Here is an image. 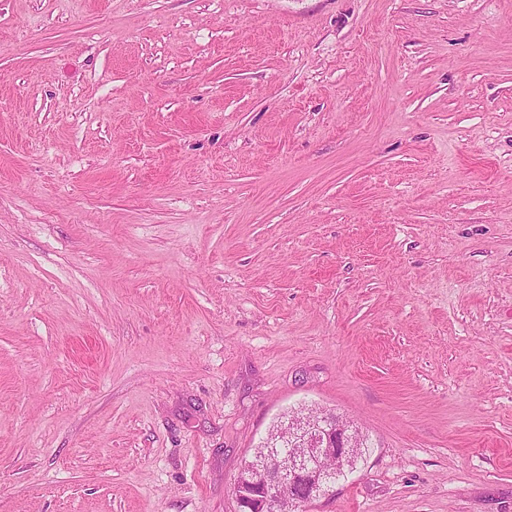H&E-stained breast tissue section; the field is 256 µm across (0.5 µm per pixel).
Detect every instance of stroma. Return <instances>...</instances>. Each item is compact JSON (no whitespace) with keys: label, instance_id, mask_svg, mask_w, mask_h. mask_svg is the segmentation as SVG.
Masks as SVG:
<instances>
[{"label":"stroma","instance_id":"obj_1","mask_svg":"<svg viewBox=\"0 0 512 512\" xmlns=\"http://www.w3.org/2000/svg\"><path fill=\"white\" fill-rule=\"evenodd\" d=\"M512 512V0H0V512ZM303 411L284 434L289 448L282 447L277 424L248 461L259 464L256 454L267 448H283V455L273 458L257 473L249 467L239 470L234 492L240 512H285L287 502L293 511H303L315 498L308 493L311 481L333 471L325 463L336 462V472L355 464L366 439L361 428L334 413L324 412L313 418L310 410ZM336 472L328 480L331 487L344 478Z\"/></svg>","mask_w":512,"mask_h":512}]
</instances>
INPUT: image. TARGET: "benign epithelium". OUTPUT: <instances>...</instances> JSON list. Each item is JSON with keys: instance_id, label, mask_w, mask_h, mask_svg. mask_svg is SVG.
I'll use <instances>...</instances> for the list:
<instances>
[{"instance_id": "7a95c632", "label": "benign epithelium", "mask_w": 512, "mask_h": 512, "mask_svg": "<svg viewBox=\"0 0 512 512\" xmlns=\"http://www.w3.org/2000/svg\"><path fill=\"white\" fill-rule=\"evenodd\" d=\"M288 448L256 472L239 470L234 484L240 512H284L289 505L302 512L314 495L308 493L311 481L353 465L366 435L354 423L334 413L311 416L306 411L288 432Z\"/></svg>"}]
</instances>
